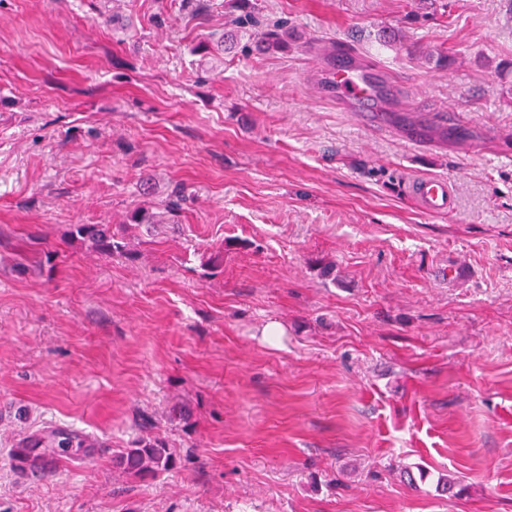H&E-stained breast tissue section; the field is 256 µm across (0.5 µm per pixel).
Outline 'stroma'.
<instances>
[{
    "instance_id": "stroma-1",
    "label": "stroma",
    "mask_w": 512,
    "mask_h": 512,
    "mask_svg": "<svg viewBox=\"0 0 512 512\" xmlns=\"http://www.w3.org/2000/svg\"><path fill=\"white\" fill-rule=\"evenodd\" d=\"M206 4L0 0V512H512V0ZM338 53L462 138L360 127L316 86ZM56 429L99 446L14 460ZM155 437L176 466L126 473ZM292 32L288 31V25H277L274 30L261 33L260 40L256 41V47L265 50H285L288 47V38H292ZM408 192L429 216H440L453 211L452 187L447 177H421L409 185ZM72 238L91 243L92 247L101 254L112 256L113 253L132 255L127 252L125 244L114 239L107 224H75L69 232Z\"/></svg>"
}]
</instances>
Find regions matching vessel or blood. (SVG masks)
<instances>
[{
    "label": "vessel or blood",
    "instance_id": "1",
    "mask_svg": "<svg viewBox=\"0 0 512 512\" xmlns=\"http://www.w3.org/2000/svg\"><path fill=\"white\" fill-rule=\"evenodd\" d=\"M323 89L327 96L335 98L347 111L372 127H384L385 122L375 107L380 98L383 83L376 71L352 61L346 64H326L322 69ZM447 115L435 112L413 111L402 136L411 144L426 140L429 127L446 124ZM408 192L423 212L435 217L452 212L453 194L451 183L443 176H425L413 181Z\"/></svg>",
    "mask_w": 512,
    "mask_h": 512
}]
</instances>
